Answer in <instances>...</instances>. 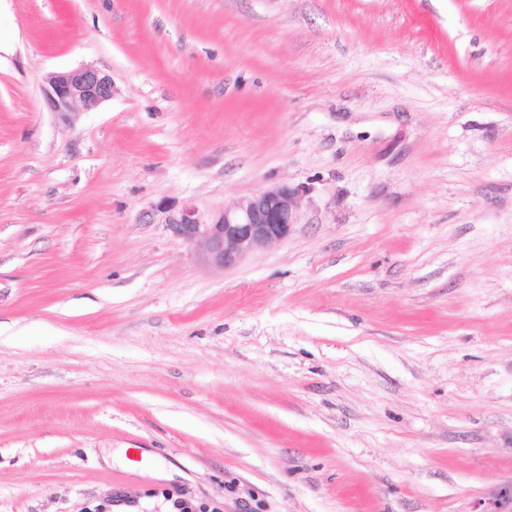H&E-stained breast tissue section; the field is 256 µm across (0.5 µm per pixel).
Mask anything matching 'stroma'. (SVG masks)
Instances as JSON below:
<instances>
[{
  "label": "stroma",
  "mask_w": 512,
  "mask_h": 512,
  "mask_svg": "<svg viewBox=\"0 0 512 512\" xmlns=\"http://www.w3.org/2000/svg\"><path fill=\"white\" fill-rule=\"evenodd\" d=\"M83 65L114 93L67 123ZM282 184L230 268L159 209ZM511 480L512 0H0V512ZM112 92V76L88 65L50 74L45 87V102L50 112L69 120L80 109L98 108L111 99Z\"/></svg>",
  "instance_id": "35a3bbf8"
}]
</instances>
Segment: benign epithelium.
<instances>
[{"label":"benign epithelium","instance_id":"1","mask_svg":"<svg viewBox=\"0 0 512 512\" xmlns=\"http://www.w3.org/2000/svg\"><path fill=\"white\" fill-rule=\"evenodd\" d=\"M112 76L94 66L52 73L47 78L45 102L64 120L78 110L90 111L112 98ZM165 224L190 245L201 248L210 265H237L260 246H272L288 237L297 223V191L274 186L246 197L230 208L201 209L188 203L160 204ZM474 512H512V482L476 504Z\"/></svg>","mask_w":512,"mask_h":512}]
</instances>
